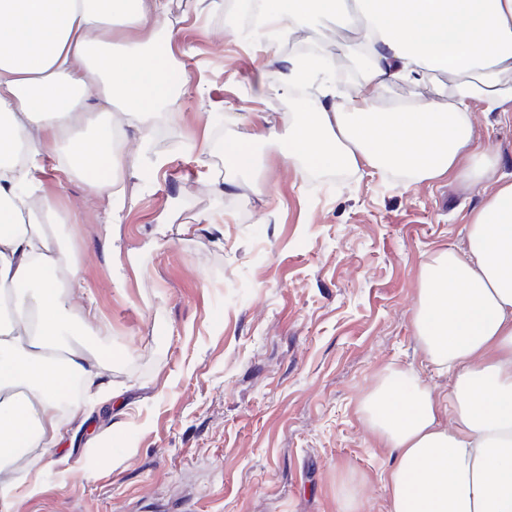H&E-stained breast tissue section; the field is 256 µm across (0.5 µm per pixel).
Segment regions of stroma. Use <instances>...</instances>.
<instances>
[{
    "mask_svg": "<svg viewBox=\"0 0 512 512\" xmlns=\"http://www.w3.org/2000/svg\"><path fill=\"white\" fill-rule=\"evenodd\" d=\"M227 2L172 0L153 31L113 30L172 88L160 133L127 127L93 179L41 175L88 288L71 319L89 308L100 327L75 346L113 394L72 420L60 452L13 459V477L40 490L0 512H343L349 494L359 512H389L392 457L364 402L412 371L434 394L448 387L414 334L419 272L462 241L489 185L285 163L296 100L256 84L294 53L239 40ZM414 94L447 108L448 80L390 82L379 106ZM271 112L274 137L259 122ZM472 122L511 178L512 125L479 104ZM239 134L256 137L244 171L224 165ZM111 175L125 185L117 212L96 187Z\"/></svg>",
    "mask_w": 512,
    "mask_h": 512,
    "instance_id": "1",
    "label": "stroma"
}]
</instances>
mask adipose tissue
Returning a JSON list of instances; mask_svg holds the SVG:
<instances>
[{"label":"adipose tissue","mask_w":512,"mask_h":512,"mask_svg":"<svg viewBox=\"0 0 512 512\" xmlns=\"http://www.w3.org/2000/svg\"><path fill=\"white\" fill-rule=\"evenodd\" d=\"M167 9L168 0H0V284L13 304L0 319V492L16 488L5 472L20 449L64 441L72 377L96 397L107 389L70 344L67 291L82 282L48 232L59 214L37 175L88 177L113 160L125 125L151 131L171 88L144 54L115 50L112 27L145 29ZM346 10L350 47L373 68L343 104L329 80L301 103L285 160L498 181L471 211L462 245L438 248L420 271L414 332L447 373V394L401 379L366 401L394 456L390 512H512V179L473 150L471 119L480 102L512 123V0H264L261 50ZM440 74L447 111L422 97L379 110L386 81ZM92 106L104 118L91 148L70 145Z\"/></svg>","instance_id":"obj_1"}]
</instances>
